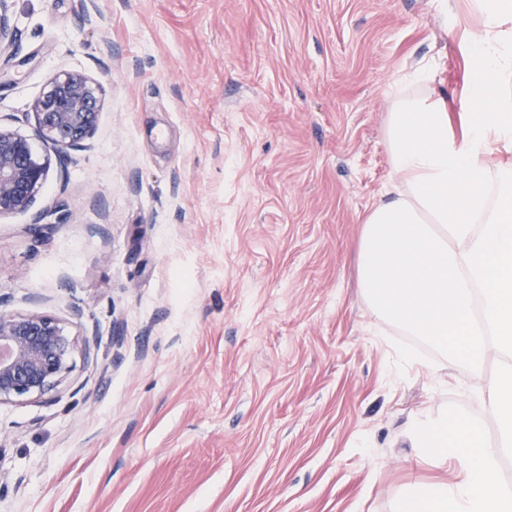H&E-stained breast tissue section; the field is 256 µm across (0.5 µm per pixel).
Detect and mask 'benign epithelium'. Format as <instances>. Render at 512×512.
I'll return each instance as SVG.
<instances>
[{
    "label": "benign epithelium",
    "instance_id": "obj_1",
    "mask_svg": "<svg viewBox=\"0 0 512 512\" xmlns=\"http://www.w3.org/2000/svg\"><path fill=\"white\" fill-rule=\"evenodd\" d=\"M13 36L0 12V55ZM100 83L80 71H61L46 84L31 108L35 138L65 153L81 148L94 132L102 107ZM49 161L32 139L0 128V220L30 210L45 182ZM71 343L53 317L34 311H0V404L41 399L70 372Z\"/></svg>",
    "mask_w": 512,
    "mask_h": 512
}]
</instances>
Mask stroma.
Wrapping results in <instances>:
<instances>
[{
	"instance_id": "1",
	"label": "stroma",
	"mask_w": 512,
	"mask_h": 512,
	"mask_svg": "<svg viewBox=\"0 0 512 512\" xmlns=\"http://www.w3.org/2000/svg\"><path fill=\"white\" fill-rule=\"evenodd\" d=\"M0 128L76 70L93 136L0 221V310L74 342L51 398L0 404V512H398L455 480L410 420L480 415L481 378L401 363L358 277L363 219L396 184L391 84L462 107L471 0H6ZM63 225L33 235L34 212Z\"/></svg>"
}]
</instances>
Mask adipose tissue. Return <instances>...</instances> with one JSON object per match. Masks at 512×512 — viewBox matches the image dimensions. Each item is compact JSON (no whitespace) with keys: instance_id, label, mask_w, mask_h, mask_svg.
<instances>
[{"instance_id":"obj_1","label":"adipose tissue","mask_w":512,"mask_h":512,"mask_svg":"<svg viewBox=\"0 0 512 512\" xmlns=\"http://www.w3.org/2000/svg\"><path fill=\"white\" fill-rule=\"evenodd\" d=\"M473 6L482 26L461 45L468 108L458 121L442 100L394 92L385 140L399 181L363 221L358 271L373 312L445 368L476 375L498 361L478 399L500 437L489 442L461 412L409 423L417 447L464 474L400 491L401 512H512V488L497 478L512 455V0Z\"/></svg>"}]
</instances>
